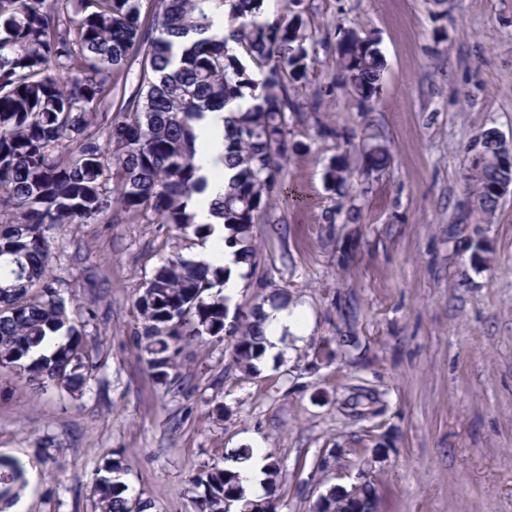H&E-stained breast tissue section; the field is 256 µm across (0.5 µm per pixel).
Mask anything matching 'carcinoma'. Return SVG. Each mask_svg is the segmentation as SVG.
I'll return each instance as SVG.
<instances>
[{
  "label": "carcinoma",
  "instance_id": "carcinoma-1",
  "mask_svg": "<svg viewBox=\"0 0 512 512\" xmlns=\"http://www.w3.org/2000/svg\"><path fill=\"white\" fill-rule=\"evenodd\" d=\"M264 0H154L156 24L141 22L142 0H0V368L36 392L84 393L96 365L86 326L93 311L66 302L49 275L50 231L68 224H168L207 237L193 197L220 183L209 201L224 224L225 245L251 261L253 228L273 199L288 200L281 178L288 156L290 84L308 80L310 45L302 12L269 19ZM221 22H215V17ZM233 42L236 49L228 48ZM340 80L359 106L385 78L370 38L343 33L334 47ZM139 64L138 85L118 80ZM222 112L224 150L205 175L197 164L196 124ZM235 175L224 181V169ZM349 178L331 160L324 180L341 190ZM512 179L492 156L477 181L480 208L497 203L490 188ZM224 267L170 258L137 290L133 304L147 363L159 383L179 385L183 340L237 335L239 365L257 369L264 353L263 308L226 323ZM114 461L97 474L98 512H134ZM25 467L0 455V512L26 486ZM195 512H276L275 500L245 495L239 474L202 470ZM364 486L356 512H374Z\"/></svg>",
  "mask_w": 512,
  "mask_h": 512
}]
</instances>
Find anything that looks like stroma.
<instances>
[{"label": "stroma", "mask_w": 512, "mask_h": 512, "mask_svg": "<svg viewBox=\"0 0 512 512\" xmlns=\"http://www.w3.org/2000/svg\"><path fill=\"white\" fill-rule=\"evenodd\" d=\"M303 7L312 60L291 92L282 170L298 198L271 202L256 224L231 308L242 316L283 293L302 335L285 334L254 372L236 365L234 337L192 341L182 384L167 389L139 344L133 296L166 259L195 258L202 238L165 224L53 231L62 297L97 313L98 369L77 399L0 371V454L28 480L16 512H95L112 460L146 512H194L191 477L257 442L280 467L277 512H313L365 480L376 512H512V194L485 213L469 177L484 130L512 146V0ZM343 28L385 60L365 107L331 57ZM374 148L385 166H372ZM339 155L351 176L333 191L323 173Z\"/></svg>", "instance_id": "1"}]
</instances>
